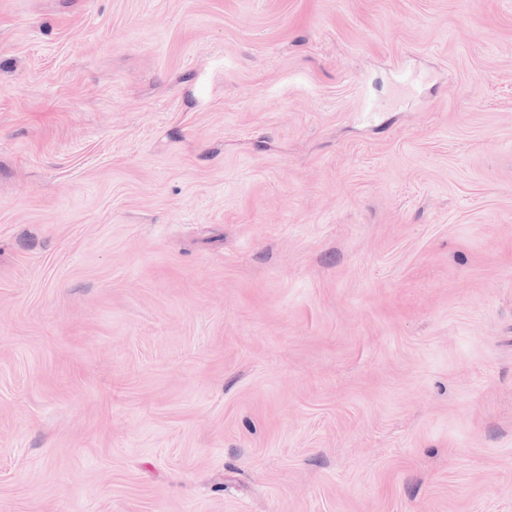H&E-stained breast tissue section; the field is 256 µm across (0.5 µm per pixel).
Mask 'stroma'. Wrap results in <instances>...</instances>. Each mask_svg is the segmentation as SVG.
Returning <instances> with one entry per match:
<instances>
[{
  "label": "stroma",
  "mask_w": 512,
  "mask_h": 512,
  "mask_svg": "<svg viewBox=\"0 0 512 512\" xmlns=\"http://www.w3.org/2000/svg\"><path fill=\"white\" fill-rule=\"evenodd\" d=\"M0 512H512V0H0Z\"/></svg>",
  "instance_id": "stroma-1"
}]
</instances>
